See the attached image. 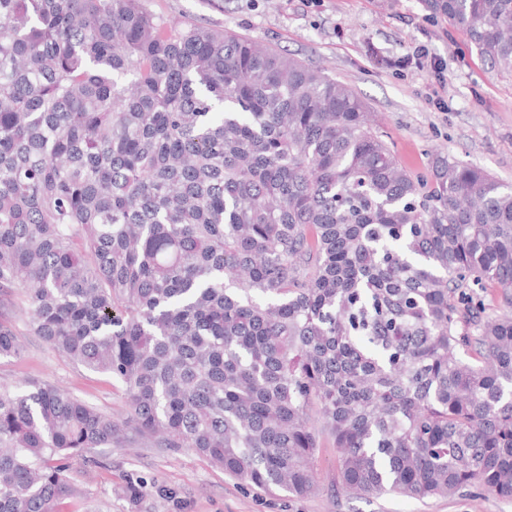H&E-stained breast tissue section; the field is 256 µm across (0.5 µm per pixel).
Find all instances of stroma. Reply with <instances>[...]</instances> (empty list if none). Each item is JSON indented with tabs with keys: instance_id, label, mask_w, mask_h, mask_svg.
Wrapping results in <instances>:
<instances>
[{
	"instance_id": "stroma-1",
	"label": "stroma",
	"mask_w": 512,
	"mask_h": 512,
	"mask_svg": "<svg viewBox=\"0 0 512 512\" xmlns=\"http://www.w3.org/2000/svg\"><path fill=\"white\" fill-rule=\"evenodd\" d=\"M165 21H191L243 33L322 68L350 86L379 121L400 162L416 173L439 152L512 184V74L491 67L465 33L430 16L423 0H142ZM427 52L410 63L414 48ZM4 314L20 353L0 359V384L51 382L100 411L127 410L123 385L70 362L36 336L21 302ZM314 468L318 488L306 496L265 493L190 450L135 440L95 448L66 473L73 488L57 512H512V499L463 491L451 499L385 494L353 499L337 487V452L321 434ZM140 481L137 505L116 492Z\"/></svg>"
}]
</instances>
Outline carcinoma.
<instances>
[{
  "label": "carcinoma",
  "mask_w": 512,
  "mask_h": 512,
  "mask_svg": "<svg viewBox=\"0 0 512 512\" xmlns=\"http://www.w3.org/2000/svg\"><path fill=\"white\" fill-rule=\"evenodd\" d=\"M424 3L512 73V0ZM476 287L509 311L464 334ZM16 290L129 411L0 385V512H55L73 458L133 435L302 496L325 431L346 493L512 498V185L405 169L349 86L271 46L141 0H0Z\"/></svg>",
  "instance_id": "carcinoma-1"
}]
</instances>
